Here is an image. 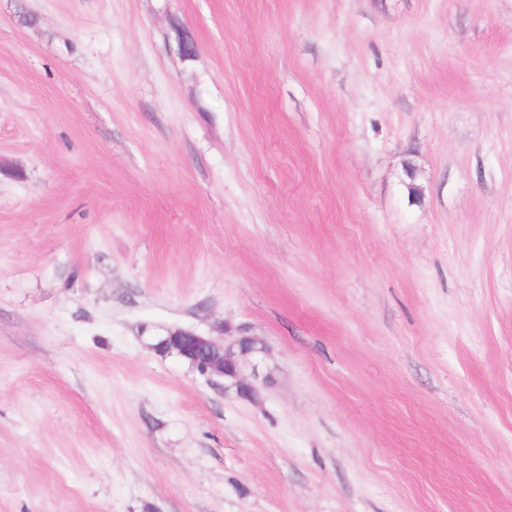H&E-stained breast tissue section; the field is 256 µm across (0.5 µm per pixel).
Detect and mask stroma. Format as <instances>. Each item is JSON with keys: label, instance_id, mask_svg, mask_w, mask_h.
<instances>
[{"label": "stroma", "instance_id": "35a3bbf8", "mask_svg": "<svg viewBox=\"0 0 512 512\" xmlns=\"http://www.w3.org/2000/svg\"><path fill=\"white\" fill-rule=\"evenodd\" d=\"M0 512H512V0H0ZM157 348L166 354H175L186 360L200 374L210 379H220L236 386L237 391L247 388L253 392L254 387L245 384L242 373L243 363L234 355L230 347L224 343L213 340L210 337L198 335L192 332L174 330L160 339ZM231 362L234 365L232 374L225 372V364Z\"/></svg>", "mask_w": 512, "mask_h": 512}]
</instances>
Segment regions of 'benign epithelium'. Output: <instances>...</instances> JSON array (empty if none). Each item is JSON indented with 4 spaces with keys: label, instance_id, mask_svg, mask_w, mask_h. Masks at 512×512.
Listing matches in <instances>:
<instances>
[{
    "label": "benign epithelium",
    "instance_id": "1",
    "mask_svg": "<svg viewBox=\"0 0 512 512\" xmlns=\"http://www.w3.org/2000/svg\"><path fill=\"white\" fill-rule=\"evenodd\" d=\"M157 348L188 361L200 374L210 379L227 381L239 391H254L252 385L245 383L243 363L234 355V351L210 337L174 330L160 339Z\"/></svg>",
    "mask_w": 512,
    "mask_h": 512
}]
</instances>
